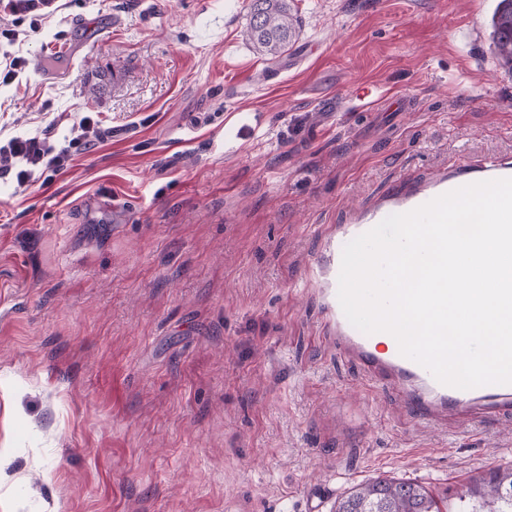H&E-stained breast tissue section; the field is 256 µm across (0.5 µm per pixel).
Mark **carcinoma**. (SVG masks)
<instances>
[{"mask_svg":"<svg viewBox=\"0 0 512 512\" xmlns=\"http://www.w3.org/2000/svg\"><path fill=\"white\" fill-rule=\"evenodd\" d=\"M247 41L262 56L277 58L293 46L297 20L288 0H249ZM492 52L512 71V0H498L490 18ZM458 512H512V463L470 479L459 495ZM444 499L420 483L378 475L350 487L334 512H443Z\"/></svg>","mask_w":512,"mask_h":512,"instance_id":"obj_1","label":"carcinoma"}]
</instances>
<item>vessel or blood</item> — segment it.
Masks as SVG:
<instances>
[{
	"label": "vessel or blood",
	"mask_w": 512,
	"mask_h": 512,
	"mask_svg": "<svg viewBox=\"0 0 512 512\" xmlns=\"http://www.w3.org/2000/svg\"><path fill=\"white\" fill-rule=\"evenodd\" d=\"M512 178V162L463 165L437 173L419 185L400 187L357 217L355 223L337 225L333 236L337 249L327 262L317 266L326 298L329 321L336 334V347L354 359L371 380L399 386L419 423L429 425L448 417L464 416L472 424L487 418L512 415V384H492L462 390L439 383L428 370L402 356L398 349L379 350L375 335H367L347 320L338 300L341 249L346 242L374 228L386 217L409 212L444 193L476 182Z\"/></svg>",
	"instance_id": "1"
}]
</instances>
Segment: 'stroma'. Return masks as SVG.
<instances>
[{"label":"stroma","mask_w":512,"mask_h":512,"mask_svg":"<svg viewBox=\"0 0 512 512\" xmlns=\"http://www.w3.org/2000/svg\"><path fill=\"white\" fill-rule=\"evenodd\" d=\"M290 5L273 60L246 0H66L16 43L0 9V145L73 143L0 173V512H331L382 473L453 508L512 460V418L423 425L370 383L311 274L354 210L512 159L497 0ZM71 142L68 146L61 147L56 154V148L48 145L45 139L39 137L12 138L6 146L0 147V153L19 158L28 168L20 169L16 173V180L19 185H26L32 177L35 168L41 165L52 166L60 163L62 158L69 152Z\"/></svg>","instance_id":"stroma-1"}]
</instances>
